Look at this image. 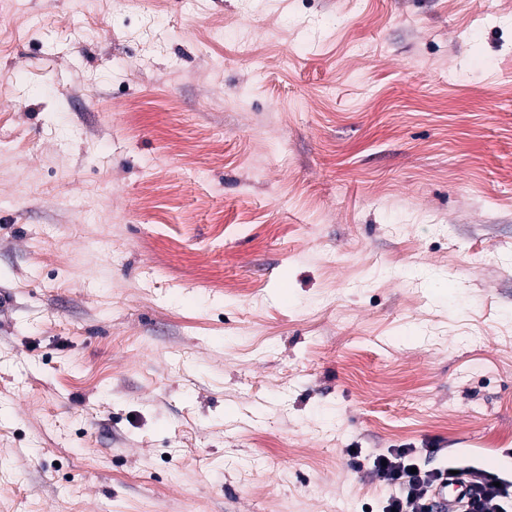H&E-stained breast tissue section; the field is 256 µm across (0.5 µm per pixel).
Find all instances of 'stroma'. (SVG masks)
<instances>
[{
    "instance_id": "1",
    "label": "stroma",
    "mask_w": 512,
    "mask_h": 512,
    "mask_svg": "<svg viewBox=\"0 0 512 512\" xmlns=\"http://www.w3.org/2000/svg\"><path fill=\"white\" fill-rule=\"evenodd\" d=\"M512 479V0H0V512H382ZM412 449L392 448L387 454H379L373 459V471L379 481L398 485V494L389 497L383 512H433L430 497L433 489L445 478L464 476L468 479V500L457 512H506L512 499L511 480H503L477 468L459 469L447 467L436 470H422L411 459ZM387 460V465H381ZM411 467L417 473L411 474ZM457 471V474H450ZM446 475V477H444ZM500 482V487L493 485Z\"/></svg>"
}]
</instances>
